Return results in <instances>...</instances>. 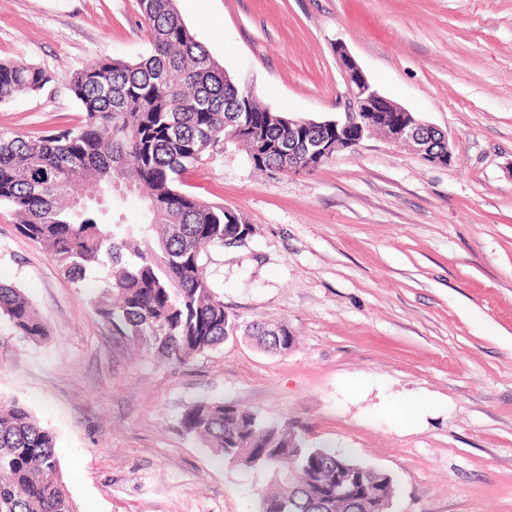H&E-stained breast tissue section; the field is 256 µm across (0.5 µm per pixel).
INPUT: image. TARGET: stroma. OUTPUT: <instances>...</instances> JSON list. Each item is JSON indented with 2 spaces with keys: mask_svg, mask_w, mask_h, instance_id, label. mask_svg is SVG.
<instances>
[{
  "mask_svg": "<svg viewBox=\"0 0 512 512\" xmlns=\"http://www.w3.org/2000/svg\"><path fill=\"white\" fill-rule=\"evenodd\" d=\"M212 57L264 106L344 116V46L385 97L447 137L448 165L375 135L311 172L255 169L226 143L184 188L244 216L243 243L206 274L245 323L185 364L113 335L93 302L105 276L68 279L0 206V282L20 288L49 342L0 320V396L56 436L73 512H259L266 472L220 464L179 426L224 401L288 424L306 446L391 476L389 512H512V0H175ZM149 49L137 0H0V59L44 69L0 104V133L79 124L69 78ZM427 398L406 425L387 405ZM272 331H276L277 336H283L281 340L273 341L270 336ZM244 335L256 340L268 352L281 353L286 352L294 343V337L288 330V326L282 323L276 324H251L244 329Z\"/></svg>",
  "mask_w": 512,
  "mask_h": 512,
  "instance_id": "1",
  "label": "stroma"
}]
</instances>
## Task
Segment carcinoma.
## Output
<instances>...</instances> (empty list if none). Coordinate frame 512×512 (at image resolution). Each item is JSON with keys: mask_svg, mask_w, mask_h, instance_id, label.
Wrapping results in <instances>:
<instances>
[{"mask_svg": "<svg viewBox=\"0 0 512 512\" xmlns=\"http://www.w3.org/2000/svg\"><path fill=\"white\" fill-rule=\"evenodd\" d=\"M150 48L137 62L95 58L74 72L69 89L84 117L73 127L37 137L0 135V205L16 216L20 234L40 245L76 283L108 269L94 303L115 336L181 364L239 332L271 353L294 343L288 326L251 324L225 310L204 272L214 246L246 239L239 214L180 189L184 174L228 140L251 164L279 171L288 116L272 112L227 77L179 16L174 0H138ZM52 77L25 61L0 62V103L42 90ZM302 141L333 135L331 124L297 129ZM143 192L141 227L116 205ZM30 341L47 326L25 293L0 283V318ZM180 428L221 462L259 467L276 486L260 512L292 501V512H387L392 493L375 505L311 499L294 472L336 483L341 467L367 471L371 488L392 479L332 448L304 447L288 425L222 401L187 407ZM0 512H71L55 454V435L15 400L0 399Z\"/></svg>", "mask_w": 512, "mask_h": 512, "instance_id": "cac0c4a2", "label": "carcinoma"}]
</instances>
